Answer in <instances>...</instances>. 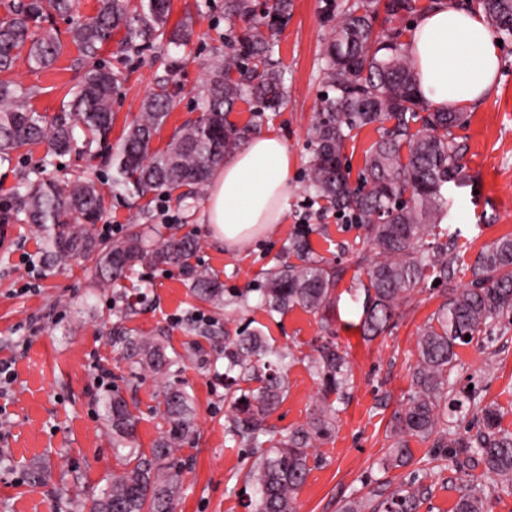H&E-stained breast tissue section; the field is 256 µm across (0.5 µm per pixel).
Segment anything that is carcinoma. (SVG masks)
I'll use <instances>...</instances> for the list:
<instances>
[{"label":"carcinoma","instance_id":"carcinoma-1","mask_svg":"<svg viewBox=\"0 0 512 512\" xmlns=\"http://www.w3.org/2000/svg\"><path fill=\"white\" fill-rule=\"evenodd\" d=\"M0 17V160L17 148L48 141L55 154L72 151L112 168V191L138 195L162 189H198L209 173L236 152L249 128L228 121L238 101L250 98L260 104L257 114L277 112L284 104V71L273 56L277 36L288 23L291 0H271L261 20H253L251 0H224V21L246 23L228 44L229 51L214 63L204 87L201 116L174 134L166 148L152 149V140L176 105V94L164 82L145 98L139 115L125 129L117 145L110 136L114 121L112 94L123 76L96 62L114 31L126 29V49L166 43L185 48L190 42L191 20L168 30L169 0H141L129 10L128 0H98L94 16L78 21L70 36L88 62L80 84L70 90L69 111L46 125V116L29 103L32 90L2 75L25 57L30 68L51 67L62 52L57 33L46 29L48 12L70 15L77 0H8ZM491 24L504 39L512 38V0H478ZM386 21L418 12L416 0H354L337 19L334 35L322 59L326 87L313 131L314 149L307 164V189L326 207L349 212L367 225V240L376 259L366 269L354 293H363L360 318L363 337L372 340L386 332L396 310L425 280L448 282V243L452 225H442L452 201L445 196L448 183L459 178L460 148L453 129L462 125L461 112L427 106L417 89V73L403 48V30L390 27L374 34L379 10ZM421 127H416V123ZM376 126L379 138L365 156L357 184L342 165V150L351 132ZM83 134L77 143L75 130ZM16 197L41 235L42 256L52 262L71 257L95 259L99 286L110 288L137 267L168 265L188 270L194 295L217 308L224 305V287L207 270L188 266L198 243L188 237L155 240L134 226L124 240L98 241L87 228L101 219L104 197L92 181L73 184L38 178L24 179ZM435 242L422 248L424 235ZM288 251L298 264L276 271L261 289L260 305L269 314H282L294 306L318 311L332 302L343 271L308 257L302 240ZM472 286L452 294L432 314L417 341L418 358L412 368V394L407 406L394 416L395 447L386 467H403L411 457L407 437L432 440L433 447H448L455 422L443 403L456 412L464 400L450 398L449 375L456 366V348L472 343L497 319L512 314V236L497 239L481 253L473 270ZM112 343L121 347L131 367L166 376L179 357H170L156 338L117 334ZM311 371L319 381L322 404L308 420L276 438L266 420L281 402L286 389L279 364L291 354H276L267 361L269 346L259 330L224 337V386L257 381L254 389L230 396L234 417L226 428L229 439L256 455L247 474L254 512H296V499L309 471L310 449L328 439L336 428L338 409L351 385L348 354L336 342L316 349ZM112 424V445L124 451L123 469L99 494L83 500L84 512H175L180 485L174 452L196 432L193 399L184 388L169 384L162 392L158 411L163 427L145 453L134 446V422L127 401L118 393L104 398ZM486 432L480 439L459 442L468 460L483 467V474L512 490V434L498 429V411L481 409ZM429 489L410 480L400 484L381 502L353 498L344 512H417ZM487 485L468 479L460 488L454 512H485Z\"/></svg>","mask_w":512,"mask_h":512}]
</instances>
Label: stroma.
I'll use <instances>...</instances> for the list:
<instances>
[{"label":"stroma","instance_id":"stroma-1","mask_svg":"<svg viewBox=\"0 0 512 512\" xmlns=\"http://www.w3.org/2000/svg\"><path fill=\"white\" fill-rule=\"evenodd\" d=\"M351 2L293 0L274 54L285 73V104L258 119L255 103L241 102L229 116L237 125L253 120L259 130L276 132L295 161L285 214L255 241L229 251L211 237L204 220V189L185 199L175 190L116 195L111 169L75 154L56 156L44 143L23 146L10 160L0 161V361L12 362L14 369L13 380L0 386V512H81V500L99 492L121 470L102 398L116 390L134 404L135 445L146 451L162 426L155 409L168 380L184 383L193 395L198 424L197 433L175 453L182 466L177 512H249L244 476L254 457L225 433L232 412L225 398L224 364L215 360L214 348L223 344L225 334L250 327L260 329L273 349L292 351L294 360L283 371L287 391L267 424L281 435L307 420L319 398L310 358L321 342V316L298 306L271 316L259 304L271 272L294 262L288 252L293 239L306 241L313 257L346 269L329 316L336 343L349 353L353 381L338 406L334 433L311 451V471L297 496V512H342L349 498L391 492L413 475L431 489L418 512H453L462 481L475 473L462 449L452 447L443 454L431 442L413 438L410 465L387 470L383 463L394 442L393 415L408 402L420 328L446 290L470 285L482 249L512 234V40L500 48L493 94L466 111L464 125L454 131L463 172L447 190L459 230L448 284L418 285L397 309L391 331L368 342L357 326L362 305L350 297L354 274L374 258L364 243L366 228L335 210L312 205L305 189L311 128L324 91L321 53L333 29L325 16L330 5L341 8ZM188 15L193 35L175 73L167 72L157 47L119 51L125 35L121 29L101 52V61L124 74L112 102L113 137L121 136L145 95L165 77L178 91L177 105L154 138L153 149L164 148L176 128L199 116L212 57L224 50L231 33L224 0H171L170 25ZM46 24L64 44L58 60L42 71L18 60L10 78L32 89L33 107L51 119L67 103L84 63L70 39L68 18L53 13ZM87 176L95 179L105 200L94 235H101L106 224L112 225L116 242L135 224L154 225L165 237L192 235L199 250L190 263L223 283L226 307L198 301L186 272L162 265L123 280L124 290L142 294L143 301L136 314L122 319L115 313L111 289L97 286L92 262L62 268L38 259L41 238L25 214L9 205L13 189L25 177L64 181ZM116 328L162 339L168 353L183 356V364L166 379L131 368L112 345ZM457 353L450 382L454 391L471 396L458 437L475 438L483 428L478 410L487 405L499 410L502 429L512 432V316L496 322L489 337L458 347ZM38 465L48 467L49 481L32 479L30 472Z\"/></svg>","mask_w":512,"mask_h":512}]
</instances>
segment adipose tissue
I'll return each instance as SVG.
<instances>
[{"label": "adipose tissue", "mask_w": 512, "mask_h": 512, "mask_svg": "<svg viewBox=\"0 0 512 512\" xmlns=\"http://www.w3.org/2000/svg\"><path fill=\"white\" fill-rule=\"evenodd\" d=\"M418 89L433 108L465 111L489 96L500 70V50L482 11L437 0L406 37ZM294 160L271 131L252 138L215 170L205 218L213 238L234 249L280 223L286 211Z\"/></svg>", "instance_id": "1"}]
</instances>
